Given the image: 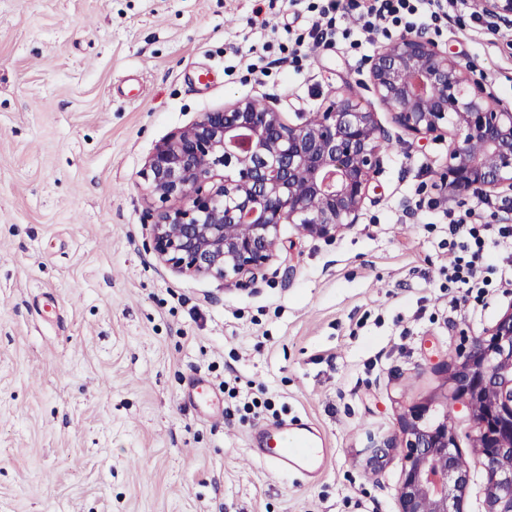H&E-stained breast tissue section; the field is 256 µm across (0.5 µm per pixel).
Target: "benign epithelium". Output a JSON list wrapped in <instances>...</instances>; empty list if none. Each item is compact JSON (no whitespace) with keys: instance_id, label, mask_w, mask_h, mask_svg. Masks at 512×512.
I'll use <instances>...</instances> for the list:
<instances>
[{"instance_id":"benign-epithelium-1","label":"benign epithelium","mask_w":512,"mask_h":512,"mask_svg":"<svg viewBox=\"0 0 512 512\" xmlns=\"http://www.w3.org/2000/svg\"><path fill=\"white\" fill-rule=\"evenodd\" d=\"M479 2L490 18L512 17V0ZM369 82L409 135L448 134V198L512 191V108L492 106L448 52L402 34L370 59ZM385 141L375 113L346 96L296 124L267 98L205 112L157 145L141 171L155 206L154 251L179 269L252 278L273 257L280 225L328 240L359 223ZM458 408L473 423L485 512H512V310L474 338L442 412L415 404L397 437L367 448L372 464L402 453L398 512H464L473 476L452 425Z\"/></svg>"}]
</instances>
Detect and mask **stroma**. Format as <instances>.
Here are the masks:
<instances>
[{
	"label": "stroma",
	"instance_id": "stroma-1",
	"mask_svg": "<svg viewBox=\"0 0 512 512\" xmlns=\"http://www.w3.org/2000/svg\"><path fill=\"white\" fill-rule=\"evenodd\" d=\"M322 0H0V512H397L393 450L420 402L442 408L512 285L452 304L448 214L511 224L512 191L445 201L447 140L419 141L365 83L403 31L314 45ZM425 29L512 107V25L445 0ZM347 95L390 139L359 224L327 242L281 225L239 286L162 263L141 171L172 132L236 101L288 122ZM216 393L209 411L191 377ZM307 424L330 455L310 481L252 458Z\"/></svg>",
	"mask_w": 512,
	"mask_h": 512
}]
</instances>
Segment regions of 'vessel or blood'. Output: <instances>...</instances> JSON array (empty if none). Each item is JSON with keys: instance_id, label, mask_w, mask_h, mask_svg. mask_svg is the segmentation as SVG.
Instances as JSON below:
<instances>
[{"instance_id": "vessel-or-blood-1", "label": "vessel or blood", "mask_w": 512, "mask_h": 512, "mask_svg": "<svg viewBox=\"0 0 512 512\" xmlns=\"http://www.w3.org/2000/svg\"><path fill=\"white\" fill-rule=\"evenodd\" d=\"M265 441V447L254 449V456L272 461L281 472L314 477L324 468L326 451L319 448L316 440L309 436L271 433Z\"/></svg>"}]
</instances>
